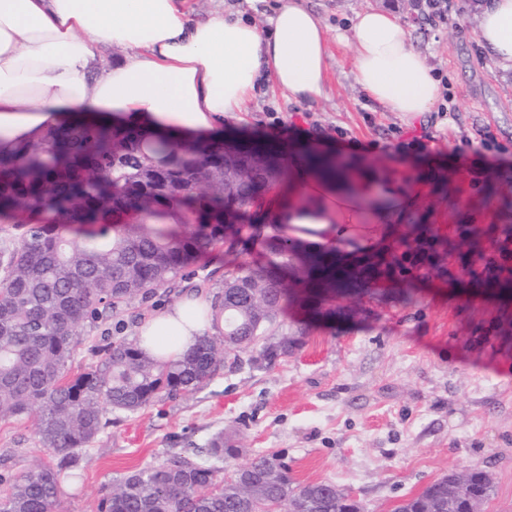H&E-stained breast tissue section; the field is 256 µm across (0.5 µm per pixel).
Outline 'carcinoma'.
Wrapping results in <instances>:
<instances>
[{
  "label": "carcinoma",
  "instance_id": "1",
  "mask_svg": "<svg viewBox=\"0 0 512 512\" xmlns=\"http://www.w3.org/2000/svg\"><path fill=\"white\" fill-rule=\"evenodd\" d=\"M274 176H244L224 192V146L178 145L133 128L60 123L37 141L0 145V223L21 243L0 246V422L37 414L36 437L51 456L23 469L0 468V512H59L66 480L113 411L134 413L164 397L188 396L241 355L270 366L288 356L285 306L345 294L328 254L298 249L265 218ZM70 224L88 230L68 237ZM224 249V289L213 321L222 339L197 340L181 359L161 364L138 342L115 340L103 358L72 378L67 363L80 325L108 310L145 302L192 261ZM239 449L219 433L191 453L145 465L105 490L97 512H362L322 481L295 484L278 454L225 473L205 462ZM452 476L428 484L395 512H467L487 501L482 471L451 490Z\"/></svg>",
  "mask_w": 512,
  "mask_h": 512
}]
</instances>
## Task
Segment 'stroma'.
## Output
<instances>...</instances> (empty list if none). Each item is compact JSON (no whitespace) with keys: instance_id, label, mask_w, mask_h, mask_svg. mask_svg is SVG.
Returning a JSON list of instances; mask_svg holds the SVG:
<instances>
[{"instance_id":"obj_1","label":"stroma","mask_w":512,"mask_h":512,"mask_svg":"<svg viewBox=\"0 0 512 512\" xmlns=\"http://www.w3.org/2000/svg\"><path fill=\"white\" fill-rule=\"evenodd\" d=\"M197 18L237 12L268 24L277 0H193ZM483 0H306L328 33L329 77L312 102L289 100L264 85L245 112L224 121L228 141L294 140L312 131L333 137L344 159L387 158L414 198L400 224L419 237L422 264L408 282L419 299L394 296L400 279L374 296L337 297L354 316L313 319L289 308L284 327H304L302 347L261 367L242 359L201 390L135 413L115 411L86 453L78 489L61 512H96L104 488L174 452L224 434L236 465L259 455L285 456L297 484L329 481L364 512H394L403 500L452 472H487L493 492L485 512H512V293L485 291L488 275H467V259L489 253L499 228L512 224V69L493 65L476 40ZM385 8L408 24L415 47L441 81L434 111L410 120L370 99L351 72L347 41L355 16ZM147 302L85 322L69 363L97 364L116 339L134 340L157 306L188 293L220 295L224 254L194 265ZM49 454L35 420L0 424V461L30 465Z\"/></svg>"}]
</instances>
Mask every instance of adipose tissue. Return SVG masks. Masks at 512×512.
I'll use <instances>...</instances> for the list:
<instances>
[{"mask_svg":"<svg viewBox=\"0 0 512 512\" xmlns=\"http://www.w3.org/2000/svg\"><path fill=\"white\" fill-rule=\"evenodd\" d=\"M191 12L187 0H0V138L31 140L95 113L178 142L205 141L265 83L298 102L323 95L327 32L303 0H279L265 26L218 11L195 21ZM476 37L490 60L512 68V0H489ZM351 39L354 77L368 97L411 118L432 111L440 81L405 22L367 9ZM102 46L124 59L98 67ZM323 142L313 134L279 145L288 181L269 214L304 249L332 245L341 265H356L379 248L357 246L354 225L399 223L411 198L384 163L342 161ZM213 305L193 293L156 310L139 328L141 348L161 362L179 358L216 335L204 317Z\"/></svg>","mask_w":512,"mask_h":512,"instance_id":"adipose-tissue-1","label":"adipose tissue"}]
</instances>
